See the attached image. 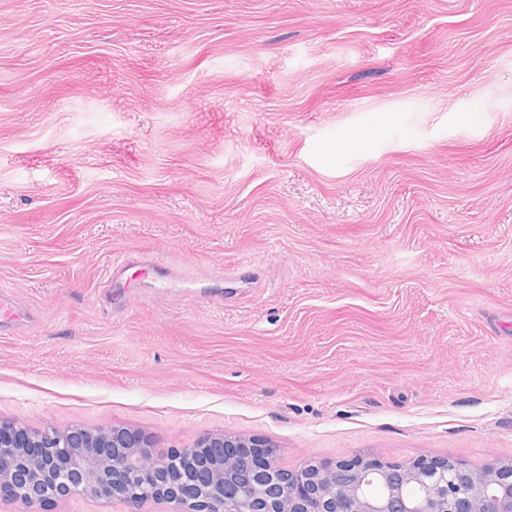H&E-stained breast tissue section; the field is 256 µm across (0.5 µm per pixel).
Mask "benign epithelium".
<instances>
[{
  "label": "benign epithelium",
  "instance_id": "benign-epithelium-1",
  "mask_svg": "<svg viewBox=\"0 0 512 512\" xmlns=\"http://www.w3.org/2000/svg\"><path fill=\"white\" fill-rule=\"evenodd\" d=\"M277 446L208 433L185 448L112 426L31 430L0 420V499L47 505L82 493L126 512H512V461L475 472L447 460L379 458L277 468Z\"/></svg>",
  "mask_w": 512,
  "mask_h": 512
}]
</instances>
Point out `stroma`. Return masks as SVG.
Returning a JSON list of instances; mask_svg holds the SVG:
<instances>
[{
	"mask_svg": "<svg viewBox=\"0 0 512 512\" xmlns=\"http://www.w3.org/2000/svg\"><path fill=\"white\" fill-rule=\"evenodd\" d=\"M0 294L35 430L512 460V0H0Z\"/></svg>",
	"mask_w": 512,
	"mask_h": 512,
	"instance_id": "stroma-1",
	"label": "stroma"
}]
</instances>
